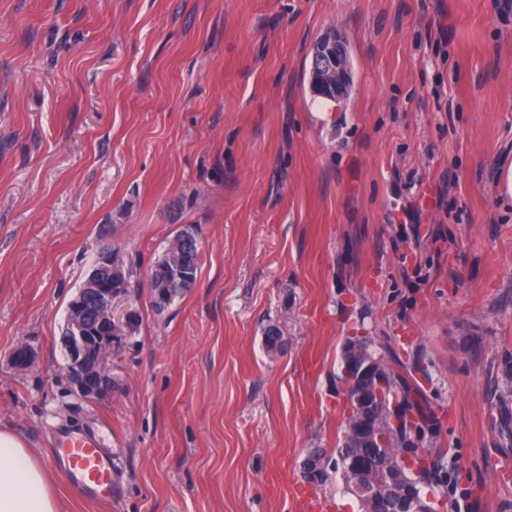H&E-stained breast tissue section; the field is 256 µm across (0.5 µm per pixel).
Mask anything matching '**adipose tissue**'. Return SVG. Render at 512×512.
Instances as JSON below:
<instances>
[{"label": "adipose tissue", "mask_w": 512, "mask_h": 512, "mask_svg": "<svg viewBox=\"0 0 512 512\" xmlns=\"http://www.w3.org/2000/svg\"><path fill=\"white\" fill-rule=\"evenodd\" d=\"M0 512H62L45 469L8 430H0Z\"/></svg>", "instance_id": "obj_1"}]
</instances>
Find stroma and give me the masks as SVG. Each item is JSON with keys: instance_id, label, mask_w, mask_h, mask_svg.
Returning a JSON list of instances; mask_svg holds the SVG:
<instances>
[{"instance_id": "35a3bbf8", "label": "stroma", "mask_w": 512, "mask_h": 512, "mask_svg": "<svg viewBox=\"0 0 512 512\" xmlns=\"http://www.w3.org/2000/svg\"><path fill=\"white\" fill-rule=\"evenodd\" d=\"M332 30L338 104L309 75ZM511 156L512 0H0V429L64 512H300L365 336L438 418L417 444L448 512H512ZM189 226L196 283L157 312L150 270ZM107 244L140 321L87 398L62 330ZM74 434L111 451V500L55 465ZM315 43L311 69L312 90L322 98L341 100L352 84L345 43L335 31L327 33Z\"/></svg>"}]
</instances>
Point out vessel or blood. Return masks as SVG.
Returning <instances> with one entry per match:
<instances>
[{"mask_svg":"<svg viewBox=\"0 0 512 512\" xmlns=\"http://www.w3.org/2000/svg\"><path fill=\"white\" fill-rule=\"evenodd\" d=\"M56 462L85 493L100 500L111 499L112 461L96 438L63 439Z\"/></svg>","mask_w":512,"mask_h":512,"instance_id":"1","label":"vessel or blood"}]
</instances>
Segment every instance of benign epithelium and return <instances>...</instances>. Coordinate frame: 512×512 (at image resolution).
Returning <instances> with one entry per match:
<instances>
[{
  "label": "benign epithelium",
  "mask_w": 512,
  "mask_h": 512,
  "mask_svg": "<svg viewBox=\"0 0 512 512\" xmlns=\"http://www.w3.org/2000/svg\"><path fill=\"white\" fill-rule=\"evenodd\" d=\"M352 84L345 43L336 32H329L314 45L311 87L322 98L343 99ZM122 267L112 258V250H103L85 279L76 298L70 303L66 317L63 343L67 352V373L70 382L83 396L101 397L112 390L108 360L117 335L130 329L131 309L117 310L124 297ZM95 304L97 320L87 319V305ZM361 338L349 340L344 351L352 358L346 372L349 384L343 387L347 402L359 406V396L351 395L352 383L363 381L369 390L380 386L389 375L387 365L378 357L360 354ZM36 355L27 345L18 346L11 363L20 370L31 368Z\"/></svg>",
  "instance_id": "obj_1"
}]
</instances>
